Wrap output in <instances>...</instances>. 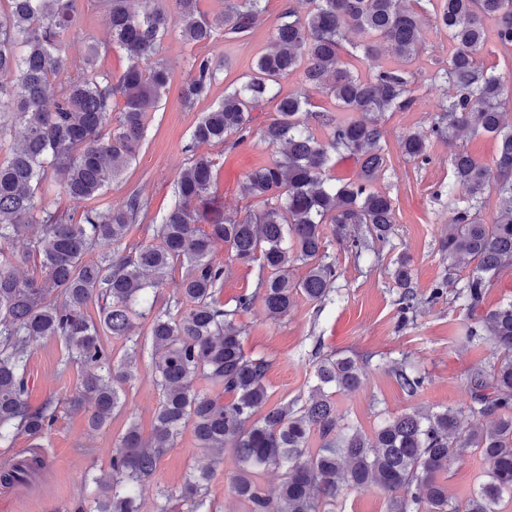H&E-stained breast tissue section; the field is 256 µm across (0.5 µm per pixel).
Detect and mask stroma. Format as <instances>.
I'll use <instances>...</instances> for the list:
<instances>
[{
  "label": "stroma",
  "instance_id": "1",
  "mask_svg": "<svg viewBox=\"0 0 512 512\" xmlns=\"http://www.w3.org/2000/svg\"><path fill=\"white\" fill-rule=\"evenodd\" d=\"M293 2L263 0L262 19L243 41L219 40L209 46H192L175 34L166 39L160 59L171 75L170 88L148 114L147 133L138 156L103 197L104 202L112 203L137 191L148 198L149 211L133 225L130 239L144 238L145 225L157 222L174 203V181L191 159L185 147L199 118L223 99L225 89L250 74L257 57L271 46L273 26ZM401 5L419 15L421 51L408 65L414 75L412 105L403 111L384 113L380 119L387 167L376 187L394 203L396 224L389 243L378 253L357 258L339 243L330 242L327 254L336 265L338 277L324 303L316 304L299 295L287 317L280 321L269 320L259 304L240 318L246 327L245 353L270 364L265 384L273 404H301L307 400L317 383L314 352L366 358L362 385L336 395L335 400L346 422L368 435L385 418L413 407L441 410L463 406L468 399V370L487 363L493 354L491 344H463L461 336L472 316L455 298L453 289H445L437 298L432 291L438 282H457L469 273L468 267L450 266L441 250L451 217V157L465 151L482 162L492 163L496 141L483 133L456 140L431 135L439 98L433 77L448 61V32L439 26L428 0H401ZM91 43L99 49L101 70L113 76L125 70L127 57L111 46L104 8L99 0H82L78 25L61 43L66 76L73 78L81 73L86 47ZM196 55L212 57L223 67L209 96L189 108L184 105L180 90ZM408 132L425 136L428 164L412 162L402 154L400 137ZM204 151L216 162L217 203L238 217L255 209V202L240 196L239 184L247 172L272 159L273 149L255 135L234 148L218 144L205 146ZM401 254L411 259L414 286L421 301L413 320L405 326L400 323L399 290L390 276L392 262ZM213 258L227 266L220 293L227 306H234L240 295L254 291L260 274L258 265L229 262L220 245L215 247ZM141 346L138 372L125 387L126 405L110 425L99 430L90 429L85 414L70 404L79 390L82 371L78 366L64 365L63 344L47 339L34 347L27 367L29 401L37 406L54 399L57 420L44 442V472L29 485H0V512H74L85 479L107 470L128 423L137 424L143 436H150L162 392L152 378L151 344L145 340ZM402 358L427 378L417 396H408L388 370L391 361ZM207 464V452L196 447L191 432H184L174 447L161 456L154 476L139 488L142 512H155L159 489L180 492L196 469ZM214 466L215 476L209 488L213 512H243V504L229 489V479L238 470L235 457L225 453ZM486 468L483 456L476 453L455 460L444 476L449 495L464 500L483 481Z\"/></svg>",
  "mask_w": 512,
  "mask_h": 512
}]
</instances>
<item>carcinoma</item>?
Wrapping results in <instances>:
<instances>
[{
	"label": "carcinoma",
	"mask_w": 512,
	"mask_h": 512,
	"mask_svg": "<svg viewBox=\"0 0 512 512\" xmlns=\"http://www.w3.org/2000/svg\"><path fill=\"white\" fill-rule=\"evenodd\" d=\"M0 8V135L22 127L9 158L0 161V444L24 434L34 442L30 456L0 470V482L24 484L42 469L40 441L56 422V406L29 405L27 363L42 340H60L68 360L83 370L72 406L84 409L91 427L107 425L122 406L120 392L135 377L138 340L134 320L148 321L155 353L154 375L162 391L152 434L144 438L130 424L112 455L110 470L93 478L92 496H81L78 512H141L136 488L151 478L163 453L191 428L199 447L217 462L229 450L241 464L230 490L245 512H336L344 490L379 488L389 494V512H498L512 498V301L484 311L466 330L471 345L490 342L493 361L468 374L469 402L460 410L416 407L386 419L371 436L343 423L332 390L353 391L364 373L351 357L315 352L317 385L301 406H267V361L246 355L240 313L261 301L267 317L286 316L295 297L321 303L337 279L327 261L329 237L358 255L368 241L348 234L365 224L372 239L387 242L395 224L391 197L374 184L386 168L380 116L413 102L412 78L400 67L363 75L355 63L375 62L383 49L404 63L419 51L420 20L400 0H298L273 27L272 46L262 53L247 80L201 118L191 135L192 159L177 176V201L148 227L150 241H128L131 226L148 209L132 193L101 208L109 186L135 160L144 138L147 112L167 92L170 75L159 55L170 31L192 45L227 35H247L264 12L261 0H230L210 18L198 0H169V7L139 12L135 0H103L112 46L123 51L126 69L112 78L96 64L90 47L82 73L60 79L64 36L76 26L78 0H3ZM448 30V66L435 86L452 93L439 105L432 134L450 139L462 132L497 140L488 165L468 153L452 160L448 208L452 219L441 251L451 263L472 266L456 296L471 312L481 307L500 270L512 267V103L499 75L480 64L489 40L487 22L496 23L498 43L512 46V0H428ZM300 73L306 85L333 97L336 112H312L304 92L280 95L276 85ZM217 81L207 55L195 56L182 88L185 103L206 98ZM123 105L112 116V97ZM277 100L276 117L260 129L275 150L267 164L249 171L241 194L263 204L237 219L214 204V159L195 153L204 143L237 146L254 132L253 112ZM328 130L320 140L313 128ZM400 148L409 160L429 161L426 140L406 133ZM360 163L354 180L331 181L334 158ZM83 204L80 221L52 209L51 193ZM498 210L483 215L487 196ZM224 243L230 260L258 263L259 278L230 308L219 298L224 265L211 258ZM38 256L43 280L22 277L14 250ZM101 250L96 261L85 257ZM183 273L172 298L157 305L169 269ZM296 263L306 275L292 280ZM401 323L417 306L410 259L394 262ZM98 306V318L87 314ZM129 343L120 359L103 337ZM392 373L410 396L426 376L406 360ZM204 380L214 393L194 388ZM230 402H224V394ZM321 448H308L311 434ZM480 451L489 463L486 479L459 503L448 496L441 476L458 457ZM266 467L282 470L277 497L268 496L255 475ZM215 470H200L179 495L159 492L155 512H212L208 485Z\"/></svg>",
	"instance_id": "cac0c4a2"
}]
</instances>
